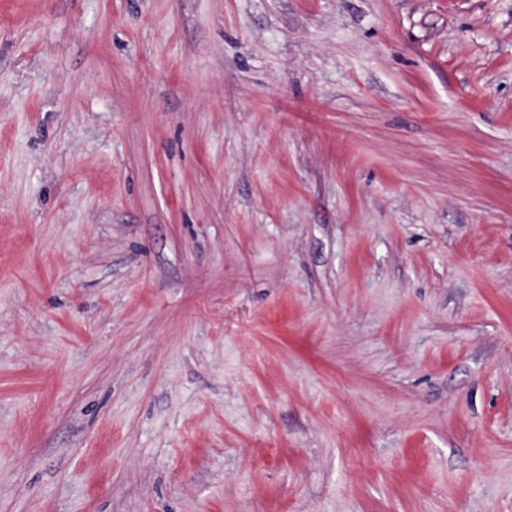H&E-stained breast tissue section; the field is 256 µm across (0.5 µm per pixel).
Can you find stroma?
<instances>
[{"label":"stroma","instance_id":"1","mask_svg":"<svg viewBox=\"0 0 512 512\" xmlns=\"http://www.w3.org/2000/svg\"><path fill=\"white\" fill-rule=\"evenodd\" d=\"M0 512H512V0H0Z\"/></svg>","mask_w":512,"mask_h":512}]
</instances>
